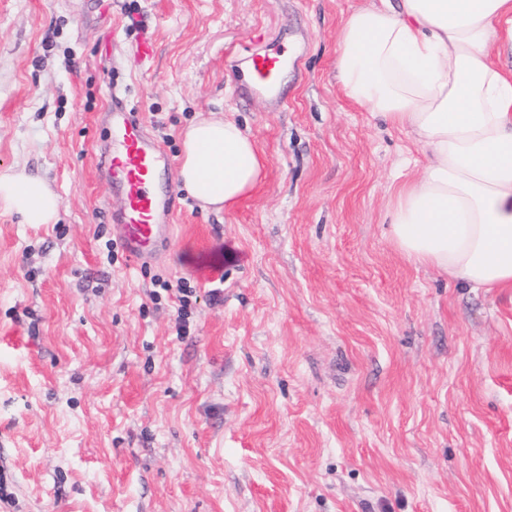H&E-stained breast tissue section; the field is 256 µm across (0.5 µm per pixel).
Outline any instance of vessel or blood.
<instances>
[{
	"instance_id": "vessel-or-blood-1",
	"label": "vessel or blood",
	"mask_w": 512,
	"mask_h": 512,
	"mask_svg": "<svg viewBox=\"0 0 512 512\" xmlns=\"http://www.w3.org/2000/svg\"><path fill=\"white\" fill-rule=\"evenodd\" d=\"M288 63L287 51L255 57L252 73L257 87L275 90V77ZM104 124L112 145L108 174L117 176L124 205L112 220L121 228L120 242L135 261L155 258L172 238L171 210L157 187L156 174L171 169L162 150L149 139L134 113H109Z\"/></svg>"
}]
</instances>
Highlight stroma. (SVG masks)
<instances>
[{
	"mask_svg": "<svg viewBox=\"0 0 512 512\" xmlns=\"http://www.w3.org/2000/svg\"><path fill=\"white\" fill-rule=\"evenodd\" d=\"M372 2L0 0V173L61 201L0 208V512H512V289L390 240L428 154L336 79ZM278 46L275 97L244 71ZM113 87L170 159L200 116L265 158L218 215L162 174L144 264L93 150ZM0 204L25 224H52L60 199L43 178L22 170L0 174Z\"/></svg>",
	"mask_w": 512,
	"mask_h": 512,
	"instance_id": "stroma-1",
	"label": "stroma"
}]
</instances>
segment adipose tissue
<instances>
[{"label": "adipose tissue", "mask_w": 512, "mask_h": 512, "mask_svg": "<svg viewBox=\"0 0 512 512\" xmlns=\"http://www.w3.org/2000/svg\"><path fill=\"white\" fill-rule=\"evenodd\" d=\"M512 0H384L338 36L346 96L406 132L429 154L389 212L391 240L414 261L472 288H512ZM264 160L232 120L183 133L178 178L202 209H231L260 182ZM0 205L50 224L60 199L39 176L0 174Z\"/></svg>", "instance_id": "adipose-tissue-1"}]
</instances>
